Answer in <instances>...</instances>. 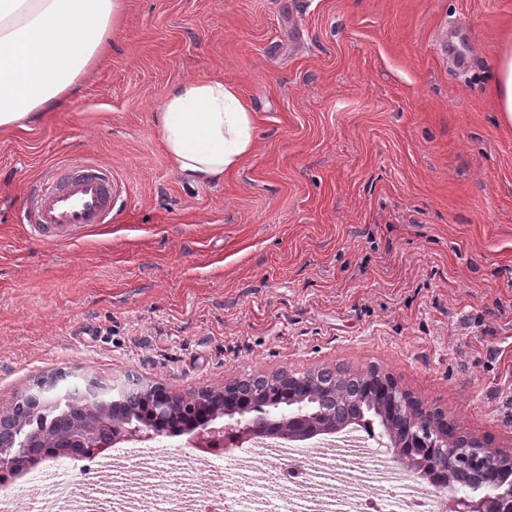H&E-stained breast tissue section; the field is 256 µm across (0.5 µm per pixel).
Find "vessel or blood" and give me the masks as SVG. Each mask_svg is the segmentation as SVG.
I'll use <instances>...</instances> for the list:
<instances>
[{"label":"vessel or blood","instance_id":"obj_1","mask_svg":"<svg viewBox=\"0 0 512 512\" xmlns=\"http://www.w3.org/2000/svg\"><path fill=\"white\" fill-rule=\"evenodd\" d=\"M114 196L111 169L93 163L68 165L40 186L33 225L52 241L86 225L107 223Z\"/></svg>","mask_w":512,"mask_h":512}]
</instances>
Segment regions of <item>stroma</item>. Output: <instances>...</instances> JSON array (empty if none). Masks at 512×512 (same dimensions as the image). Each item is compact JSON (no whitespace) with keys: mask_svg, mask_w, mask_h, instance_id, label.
I'll return each instance as SVG.
<instances>
[{"mask_svg":"<svg viewBox=\"0 0 512 512\" xmlns=\"http://www.w3.org/2000/svg\"><path fill=\"white\" fill-rule=\"evenodd\" d=\"M512 0H124L78 98L0 132V405L43 376L188 396L322 366L392 376L455 433L512 449V128L491 99ZM468 59L458 68L457 54ZM234 83L256 146L222 183L172 170L177 81ZM111 168L112 219L56 241L25 214L70 163ZM63 460L79 496L141 512L215 492L279 502L274 472Z\"/></svg>","mask_w":512,"mask_h":512,"instance_id":"1","label":"stroma"}]
</instances>
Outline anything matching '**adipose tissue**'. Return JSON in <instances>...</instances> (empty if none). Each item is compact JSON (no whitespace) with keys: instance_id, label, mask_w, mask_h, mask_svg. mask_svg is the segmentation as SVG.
Returning <instances> with one entry per match:
<instances>
[{"instance_id":"adipose-tissue-1","label":"adipose tissue","mask_w":512,"mask_h":512,"mask_svg":"<svg viewBox=\"0 0 512 512\" xmlns=\"http://www.w3.org/2000/svg\"><path fill=\"white\" fill-rule=\"evenodd\" d=\"M122 15L123 0H0V131L27 129L76 96ZM502 43L493 96L512 126V31ZM156 122L173 170L191 186L222 182L256 144L249 105L221 78L173 84Z\"/></svg>"}]
</instances>
